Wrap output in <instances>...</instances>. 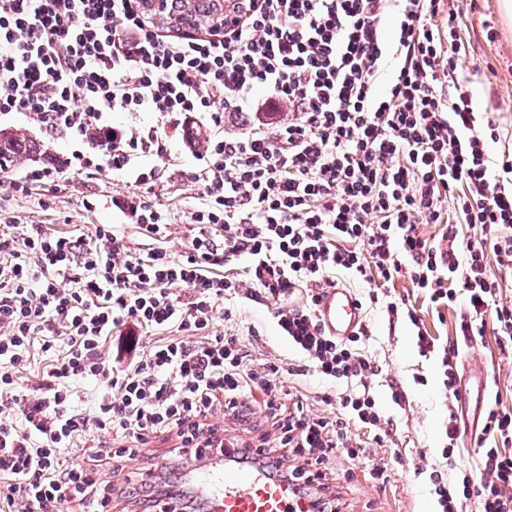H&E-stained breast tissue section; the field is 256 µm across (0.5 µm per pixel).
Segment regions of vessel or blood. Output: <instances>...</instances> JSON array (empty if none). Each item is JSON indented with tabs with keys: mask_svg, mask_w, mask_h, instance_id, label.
<instances>
[{
	"mask_svg": "<svg viewBox=\"0 0 512 512\" xmlns=\"http://www.w3.org/2000/svg\"><path fill=\"white\" fill-rule=\"evenodd\" d=\"M318 316L326 333L336 338L353 335L363 323L356 297L339 287L322 296ZM192 483L211 512H311L308 498L292 484L251 467L205 470L193 475Z\"/></svg>",
	"mask_w": 512,
	"mask_h": 512,
	"instance_id": "obj_1",
	"label": "vessel or blood"
}]
</instances>
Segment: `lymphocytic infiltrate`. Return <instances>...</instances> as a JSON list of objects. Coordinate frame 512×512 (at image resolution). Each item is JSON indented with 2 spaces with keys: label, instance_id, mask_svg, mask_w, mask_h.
<instances>
[{
  "label": "lymphocytic infiltrate",
  "instance_id": "f902f5d3",
  "mask_svg": "<svg viewBox=\"0 0 512 512\" xmlns=\"http://www.w3.org/2000/svg\"><path fill=\"white\" fill-rule=\"evenodd\" d=\"M224 35L161 32L140 0H0V117L23 113L72 144L63 168L35 165L14 180L29 194L61 171L106 168L133 186L112 196L114 224L91 235H48L23 224L0 235V512H112V486L96 462L141 456L152 434L177 452L215 450L291 481L313 512H339L327 464L337 452L384 478L376 449L392 419L374 394L382 368L361 326L328 336L317 317L322 290L340 277L376 290L389 322L414 328L439 382L459 396L458 349L429 335L407 278L436 308H455L458 342L486 333L512 354V303L489 263L512 269V151L478 111L458 70L457 19L468 0H245ZM113 112H150L136 131ZM250 117L231 128L234 115ZM207 130L197 175L206 194L184 211L185 249L165 244L174 212L151 202L160 173L142 166L169 154V129ZM439 225L423 236L420 225ZM147 232L131 247L128 226ZM273 304L298 352L257 360L239 334L215 332L247 301ZM493 321H486V314ZM42 365L34 383L23 372ZM332 384L310 409L281 372ZM264 401H257L256 391ZM271 420L274 446L224 445L215 414ZM125 440L70 462L88 433ZM479 479L427 475L437 512H512V410L491 408L475 440ZM301 463L285 468L288 455ZM181 475L130 480L126 497L163 512L185 496Z\"/></svg>",
  "mask_w": 512,
  "mask_h": 512
}]
</instances>
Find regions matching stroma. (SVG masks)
<instances>
[{
  "label": "stroma",
  "mask_w": 512,
  "mask_h": 512,
  "mask_svg": "<svg viewBox=\"0 0 512 512\" xmlns=\"http://www.w3.org/2000/svg\"><path fill=\"white\" fill-rule=\"evenodd\" d=\"M504 0H479L475 11L462 16L457 29L461 45L458 56L460 74L467 78V89L480 110L492 113L500 131V142L512 147V12L506 11ZM494 21V32H487L486 21ZM7 129L25 130L41 146L37 164L60 165L68 151V143L45 135L38 126L22 114H14L0 121ZM147 165H158L164 190L158 203L179 213L198 202L206 192L204 185L193 178L200 166L196 156L181 139H173L170 154L163 162L147 158ZM18 169L0 171V197L8 198L7 209L0 211V233L13 232L20 224H39L51 235L82 232L89 233L94 225L113 221L107 207L85 210L81 201L92 196L109 199L113 195L129 192L125 182L115 179L107 171L82 175H69L38 188L29 197L14 195L12 182ZM392 294L409 297L431 336L441 342L454 338L455 313L436 310L429 298L413 291L407 279L397 280ZM373 334V351L383 373L375 382L379 397H386V381L400 380L412 389L413 410L409 415L393 412V432L399 448L401 463L390 462L386 482L374 480L369 467L360 462L337 455L329 467L336 477L342 505L340 512H418L428 504L429 498L422 479L413 475L412 463L424 459L426 464L442 468L441 456L448 442L443 425L448 419V401L436 385L437 363L419 356L410 324L389 325L386 315L377 308L365 313ZM240 328L256 327L261 342L254 346L259 357L289 359L295 352L276 325L271 311L262 304L248 303L241 310ZM480 361L488 371L486 402L500 400L512 408V357L501 354L493 335H486L472 347L460 348V364ZM427 377L428 386L415 385L416 377Z\"/></svg>",
  "instance_id": "stroma-1"
}]
</instances>
